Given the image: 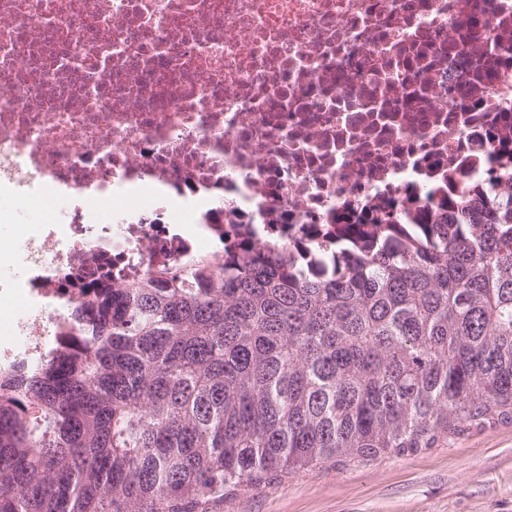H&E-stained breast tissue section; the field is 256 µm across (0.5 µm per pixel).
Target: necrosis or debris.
<instances>
[{
    "label": "necrosis or debris",
    "mask_w": 512,
    "mask_h": 512,
    "mask_svg": "<svg viewBox=\"0 0 512 512\" xmlns=\"http://www.w3.org/2000/svg\"><path fill=\"white\" fill-rule=\"evenodd\" d=\"M512 186V0H0V197L59 207L0 359L107 284Z\"/></svg>",
    "instance_id": "obj_1"
}]
</instances>
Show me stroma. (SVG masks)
<instances>
[{
	"label": "stroma",
	"mask_w": 512,
	"mask_h": 512,
	"mask_svg": "<svg viewBox=\"0 0 512 512\" xmlns=\"http://www.w3.org/2000/svg\"><path fill=\"white\" fill-rule=\"evenodd\" d=\"M219 512H512V423L411 454L325 462L231 492Z\"/></svg>",
	"instance_id": "1"
}]
</instances>
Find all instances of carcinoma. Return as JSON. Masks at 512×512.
<instances>
[{
  "label": "carcinoma",
  "mask_w": 512,
  "mask_h": 512,
  "mask_svg": "<svg viewBox=\"0 0 512 512\" xmlns=\"http://www.w3.org/2000/svg\"><path fill=\"white\" fill-rule=\"evenodd\" d=\"M243 252L103 288L0 367V512H206L512 420V189L302 264Z\"/></svg>",
  "instance_id": "cac0c4a2"
}]
</instances>
